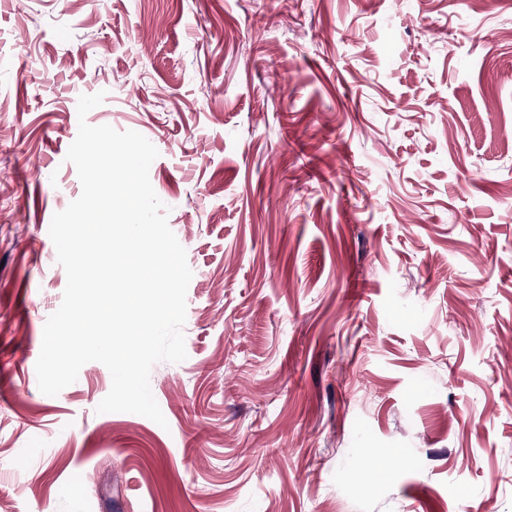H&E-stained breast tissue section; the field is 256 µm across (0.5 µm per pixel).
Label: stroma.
<instances>
[{
    "mask_svg": "<svg viewBox=\"0 0 512 512\" xmlns=\"http://www.w3.org/2000/svg\"><path fill=\"white\" fill-rule=\"evenodd\" d=\"M100 91L193 271L164 428L38 387ZM0 512H512V0H0Z\"/></svg>",
    "mask_w": 512,
    "mask_h": 512,
    "instance_id": "1",
    "label": "stroma"
}]
</instances>
